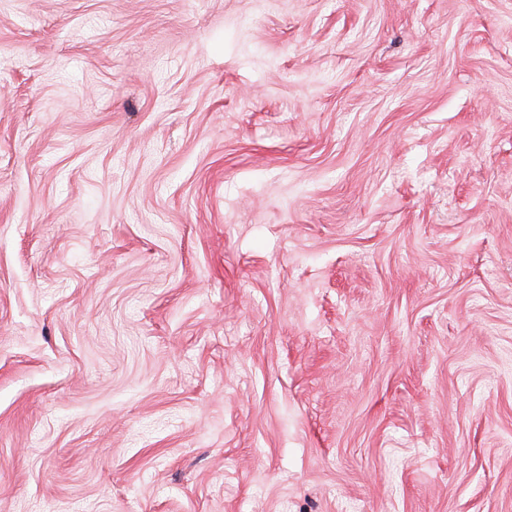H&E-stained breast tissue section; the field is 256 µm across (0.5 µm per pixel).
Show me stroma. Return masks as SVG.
<instances>
[{
    "label": "stroma",
    "instance_id": "obj_1",
    "mask_svg": "<svg viewBox=\"0 0 512 512\" xmlns=\"http://www.w3.org/2000/svg\"><path fill=\"white\" fill-rule=\"evenodd\" d=\"M0 512H512V0H0Z\"/></svg>",
    "mask_w": 512,
    "mask_h": 512
}]
</instances>
